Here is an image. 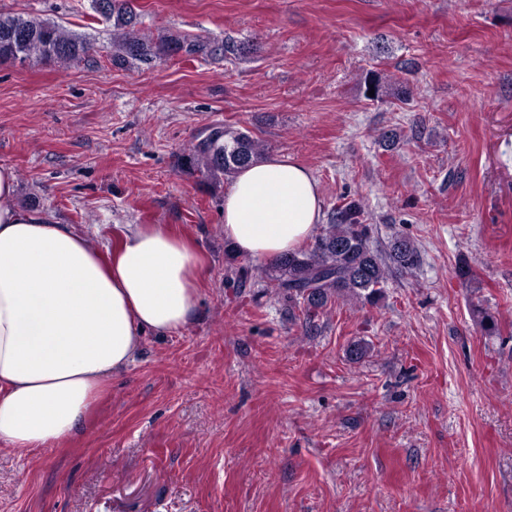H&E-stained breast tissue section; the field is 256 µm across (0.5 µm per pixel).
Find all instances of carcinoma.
<instances>
[{
	"mask_svg": "<svg viewBox=\"0 0 512 512\" xmlns=\"http://www.w3.org/2000/svg\"><path fill=\"white\" fill-rule=\"evenodd\" d=\"M91 9L112 27L111 60L117 67L180 53L225 56L247 52V47L231 40L211 43L173 34L151 37L141 32V15L133 0H91ZM90 50L89 42L59 24L0 12V64H70ZM208 132L206 139L184 150L180 163L211 184L232 178L239 168L262 155V144L247 131L215 125ZM372 236L373 225L363 222L362 206L350 202L332 211L329 223L320 228L310 248L269 267L266 277L287 297L291 317L310 326L332 303L374 304L390 277L411 274L419 267L421 253L411 238L397 235L388 250L381 252L373 248ZM478 325L487 336L499 332L497 318L486 310L479 311Z\"/></svg>",
	"mask_w": 512,
	"mask_h": 512,
	"instance_id": "cac0c4a2",
	"label": "carcinoma"
}]
</instances>
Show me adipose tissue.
<instances>
[{"label":"adipose tissue","instance_id":"obj_1","mask_svg":"<svg viewBox=\"0 0 512 512\" xmlns=\"http://www.w3.org/2000/svg\"><path fill=\"white\" fill-rule=\"evenodd\" d=\"M16 188L0 165V443L49 448L133 362L144 333L190 322L206 271L162 224L129 226L103 261L70 225L19 209ZM324 218L317 179L281 153L239 170L224 193L225 240L269 265Z\"/></svg>","mask_w":512,"mask_h":512}]
</instances>
